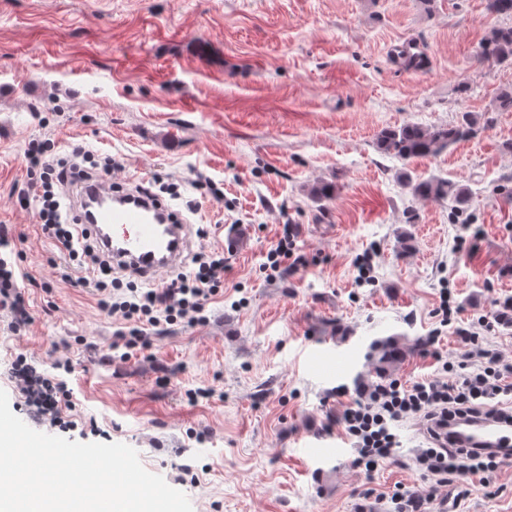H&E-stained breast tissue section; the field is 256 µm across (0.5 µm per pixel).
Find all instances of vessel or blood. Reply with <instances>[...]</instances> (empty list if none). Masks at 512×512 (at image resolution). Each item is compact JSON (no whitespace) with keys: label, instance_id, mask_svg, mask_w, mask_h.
<instances>
[{"label":"vessel or blood","instance_id":"b4317fda","mask_svg":"<svg viewBox=\"0 0 512 512\" xmlns=\"http://www.w3.org/2000/svg\"><path fill=\"white\" fill-rule=\"evenodd\" d=\"M76 214L114 270L142 281L180 267L190 227L176 223L170 208L154 197L120 199L105 180L78 181ZM457 446L504 453L512 449V420L482 418L450 423Z\"/></svg>","mask_w":512,"mask_h":512}]
</instances>
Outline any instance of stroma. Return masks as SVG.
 <instances>
[{
  "instance_id": "1",
  "label": "stroma",
  "mask_w": 512,
  "mask_h": 512,
  "mask_svg": "<svg viewBox=\"0 0 512 512\" xmlns=\"http://www.w3.org/2000/svg\"><path fill=\"white\" fill-rule=\"evenodd\" d=\"M511 20L485 0H0V225L15 239L32 316L21 331L0 311V390L28 414L10 377L26 355L64 379L71 441L124 443L144 468L189 498L193 512H394L393 494L422 512H512V460L493 485L468 475L433 486L413 463L424 424L397 427L401 446L374 472L337 448L348 403L336 386L375 381L371 342L395 336L390 377H442L470 348L463 332L512 299V112L436 156L401 161L379 133L452 122L490 109L512 66L483 61L481 43ZM419 44L429 68L392 56ZM114 159L113 181L178 184L199 228L191 252L224 256V292L205 323L149 329L150 348L112 354L118 317L75 281L22 200L30 141ZM407 169L476 189L467 213L418 200ZM204 173L216 201L192 185ZM334 183L332 201L309 188ZM297 228L302 265L262 264L282 224ZM414 236L401 253L396 232ZM372 254L374 279L355 264ZM458 312L441 326L442 288ZM206 398H193L196 390Z\"/></svg>"
}]
</instances>
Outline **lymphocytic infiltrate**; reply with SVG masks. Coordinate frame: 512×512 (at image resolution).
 Listing matches in <instances>:
<instances>
[{
    "instance_id": "lymphocytic-infiltrate-1",
    "label": "lymphocytic infiltrate",
    "mask_w": 512,
    "mask_h": 512,
    "mask_svg": "<svg viewBox=\"0 0 512 512\" xmlns=\"http://www.w3.org/2000/svg\"><path fill=\"white\" fill-rule=\"evenodd\" d=\"M27 159L28 188L38 203L43 233L72 265L84 269L80 284L96 297L99 308L125 323L115 333L113 349L148 348V329L163 323L192 326L205 321L207 305L224 286L223 255L196 253L191 258V273L177 274L162 287L139 286L113 272L90 244L88 235L80 233L75 213L62 204L59 189L83 176L80 165L49 158L44 145L34 142L28 146ZM12 243L8 229L0 226V307L9 310L11 327L17 331L30 323L31 315L18 287L20 271L11 258ZM468 339L471 349L464 359L442 365L449 381L425 380L407 386L396 379H384L353 390L337 386V397L349 400L339 423L356 446L357 465L371 472L390 459L399 446L395 423L420 417L426 422L429 445L418 449L415 464L425 476L439 484L469 474L481 475L486 483L494 480L500 456L454 447L440 434L451 418L503 415L507 404L512 403V363L483 347L478 332L469 333ZM11 377L33 419L63 425L62 408L70 400L64 380L46 376L22 354L12 363Z\"/></svg>"
}]
</instances>
